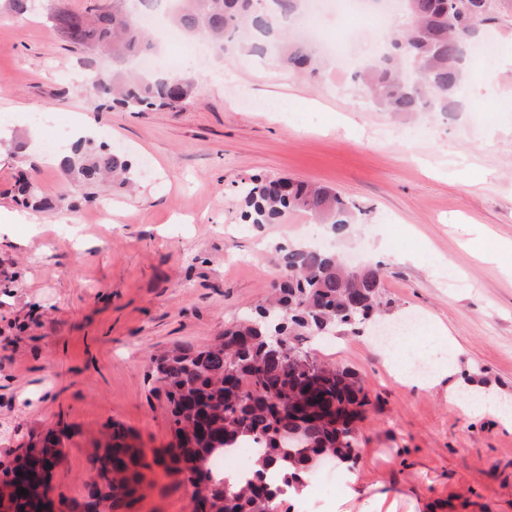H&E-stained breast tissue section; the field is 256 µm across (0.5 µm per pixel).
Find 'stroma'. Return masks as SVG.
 <instances>
[{
  "label": "stroma",
  "mask_w": 512,
  "mask_h": 512,
  "mask_svg": "<svg viewBox=\"0 0 512 512\" xmlns=\"http://www.w3.org/2000/svg\"><path fill=\"white\" fill-rule=\"evenodd\" d=\"M492 50L470 74L498 70L496 90L448 118L395 117L371 108L349 80L284 77L277 57L208 68L175 64L192 82L180 112L99 110L82 75L108 69L106 53L71 48L45 17H0V462L30 435L61 422L75 433L53 494L83 493L100 433L116 423L136 445L171 439L152 389L151 358L175 344L194 349L253 309L277 280L275 245L317 242L348 258L382 262L388 321L415 314L429 324L401 355L435 360L439 329L455 346L454 372L432 388L388 369L370 335L307 341L320 359L353 372L371 406L356 424L360 502L383 481L394 512L436 500L439 512H512V430L466 416L449 390L474 385L512 400V7L499 15ZM54 124L30 146L27 113ZM84 122L94 142L139 167L138 186L85 188L59 166L58 126ZM427 136L405 137V128ZM474 169L475 182L457 173ZM26 174L40 196L67 194L52 212L18 204ZM256 174L286 175L338 191L360 206L336 235L305 216L256 228L243 223L236 187ZM120 214L98 222L103 199ZM39 218V227L29 226ZM133 512H191L186 487L162 470L147 475Z\"/></svg>",
  "instance_id": "1"
}]
</instances>
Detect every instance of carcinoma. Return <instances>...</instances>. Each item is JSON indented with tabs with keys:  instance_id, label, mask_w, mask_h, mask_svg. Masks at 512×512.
<instances>
[{
	"instance_id": "1",
	"label": "carcinoma",
	"mask_w": 512,
	"mask_h": 512,
	"mask_svg": "<svg viewBox=\"0 0 512 512\" xmlns=\"http://www.w3.org/2000/svg\"><path fill=\"white\" fill-rule=\"evenodd\" d=\"M124 0H91L79 14L47 0H0V9L23 16L41 14L70 44L85 51L108 49L118 62L110 73H101L92 93L104 109L119 106L128 112L180 110L188 102L191 84L170 75H143L134 63L156 48L153 32L141 17L158 10L163 0H136L128 10ZM167 23L194 39L203 37L224 55H232L239 34L251 33L250 53L261 55L274 45L280 64L288 72L321 75L320 60L311 44L290 37L286 23L302 0H170ZM507 0H401L406 26L390 29L385 52L362 65L352 86L382 112L417 114L459 112L466 98L467 65L475 44ZM60 166L72 178L94 185L112 175L123 185L135 181L132 164L86 140L72 144V153ZM237 194L243 204L241 219L260 226L274 224L290 213H305L340 234L354 223L356 204L326 187L309 186L286 177L252 175L242 180ZM21 204L49 210L53 201L38 198L24 180L17 182ZM274 260L281 270L279 296L259 307L258 317L243 321L256 325L244 334L235 324L201 350L174 346L151 359L155 388L165 402L172 438L147 458L141 448L127 444L128 434L113 424L106 436L112 449V468L124 476L106 483L101 495L95 484H86L80 497H61L58 512H131L139 501L145 471L161 467L180 477L179 484L202 486L210 493L216 512H262L258 497H274L292 487L311 463L326 458L355 463L358 435L354 420L371 405L369 390L352 372L318 360L304 343L318 330H356L378 321L390 301L382 293L383 265L378 262L353 271L328 251L306 245L277 246ZM280 336L279 362L264 361L269 326ZM242 341L237 358L224 337ZM233 367L240 394L224 397V372ZM320 409L319 424L303 420L297 439L279 438L282 431L299 428L295 413L301 402ZM193 430L188 439L187 430ZM70 429L48 432L46 441L57 463H62L64 441ZM249 443L263 448L253 458L248 477L236 488L226 489L224 474L210 468L213 460ZM50 462L30 457L23 475L18 468H0V484L32 483ZM229 496H224V493ZM12 512H41L42 503L32 493L15 495Z\"/></svg>"
}]
</instances>
